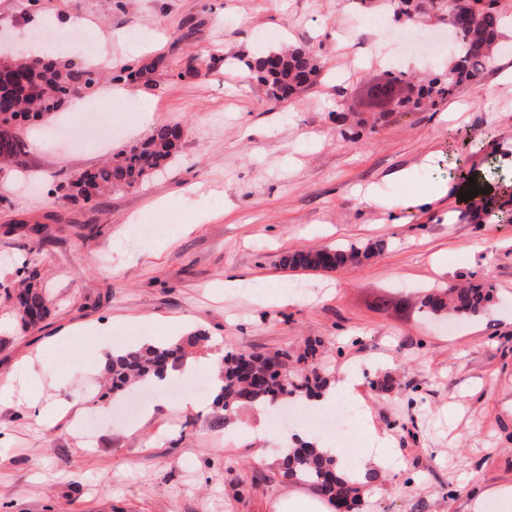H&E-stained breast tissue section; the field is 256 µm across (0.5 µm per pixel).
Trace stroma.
<instances>
[{"instance_id": "1", "label": "stroma", "mask_w": 512, "mask_h": 512, "mask_svg": "<svg viewBox=\"0 0 512 512\" xmlns=\"http://www.w3.org/2000/svg\"><path fill=\"white\" fill-rule=\"evenodd\" d=\"M382 2L0 0L7 46L44 42L43 24L68 15L86 19L83 35L99 41L93 58L74 46L57 54L96 67L87 106L24 124L28 154L0 173V373L16 372L60 410L44 425L25 404L0 402L10 436L0 443V512H274L295 487L280 467L285 435L325 444L323 430L280 422L265 405L225 416L213 386L176 389L178 367L165 395L133 416L123 406L141 389L116 396L104 387L107 346L130 334L165 344L199 329L211 340L192 354L203 370L216 342L297 355L316 340L329 381L354 375V396L340 402L358 410L345 422L352 456L370 467L369 429L389 439L359 512H466L482 490L512 483V224L494 217L512 208V84L501 81L512 50L454 96L413 112L368 108L361 92L390 64L421 78L452 60L437 26L417 24L424 39L405 48L398 25L372 27ZM35 14L43 24H29ZM103 32L112 40L100 42ZM286 46L316 51L326 66L277 100L249 63ZM111 58L131 59L139 76L110 74ZM113 78L126 94L101 99ZM160 123L184 130L163 173L91 206L63 199L71 175ZM462 159L467 182L453 175ZM402 170L412 179L398 180ZM440 182L445 198L417 204ZM474 183L482 192L472 209L460 194ZM370 186L387 207L364 200ZM157 199L169 223L161 235L132 221ZM28 224L45 226L41 245ZM379 239L384 251L358 265L279 266L296 251ZM27 263L50 300L34 327L17 320L7 294ZM474 276L495 287L486 312L452 326L418 312L427 289ZM189 396L196 406L181 408ZM91 411L89 446L80 425Z\"/></svg>"}]
</instances>
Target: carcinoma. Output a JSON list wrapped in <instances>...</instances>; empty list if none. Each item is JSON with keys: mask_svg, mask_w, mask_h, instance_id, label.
<instances>
[{"mask_svg": "<svg viewBox=\"0 0 512 512\" xmlns=\"http://www.w3.org/2000/svg\"><path fill=\"white\" fill-rule=\"evenodd\" d=\"M454 0L453 14L446 24L454 31L456 59L448 74L437 75L423 84L407 85V95L400 105L418 108L424 100L450 97L462 85L478 77L496 54L505 32V19L512 9L509 0ZM402 13L443 20L441 0H400ZM325 60L313 51L295 47L286 51H269L255 61V72L271 94L307 71L316 77ZM97 78L82 68L59 69L51 60L35 67L21 60L4 58L0 61V168L19 164L27 153V145L19 134L22 121L46 120L63 111L72 94L91 87ZM175 126L163 123L154 128L143 143L124 149L113 160L81 171L63 186L64 198L87 201L109 191L134 188L146 178L166 169L175 159L178 144L174 142ZM384 249L379 240L362 247H321L296 251L284 257L283 265L291 270L335 271L368 259ZM37 267L31 266L15 293V309L26 326H35L49 315L48 299L40 287ZM494 286L486 280H475L466 286L449 285L433 289L419 301V312L432 319L476 316L493 298ZM206 332L199 330L185 340L173 344L143 345L136 350L110 358L107 373L112 378V392L153 377H164L184 357L185 348L208 342ZM224 385L217 403L231 415L238 408L278 401L288 404L296 399L318 396L327 379L317 367L288 372L282 378L274 365L247 351L225 354L221 368ZM288 477L319 489L336 508L350 506L354 512L360 506V487L375 481L378 474L365 473L364 478L349 476L336 469L335 460L322 455L315 443L303 441L285 452L282 460Z\"/></svg>", "mask_w": 512, "mask_h": 512, "instance_id": "cac0c4a2", "label": "carcinoma"}]
</instances>
